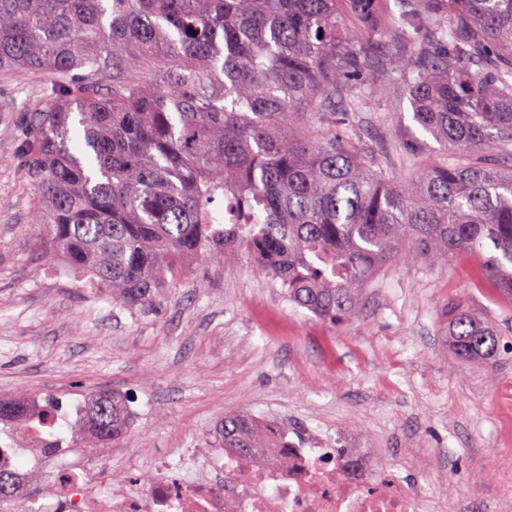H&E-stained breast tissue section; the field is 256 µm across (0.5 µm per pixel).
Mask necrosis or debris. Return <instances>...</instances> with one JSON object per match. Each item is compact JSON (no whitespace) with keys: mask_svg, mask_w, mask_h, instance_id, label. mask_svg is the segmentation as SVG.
Instances as JSON below:
<instances>
[{"mask_svg":"<svg viewBox=\"0 0 512 512\" xmlns=\"http://www.w3.org/2000/svg\"><path fill=\"white\" fill-rule=\"evenodd\" d=\"M22 445L0 448V467L19 485L15 512H447L432 491L437 470L426 449H407L412 468L373 473L358 436L290 437L269 426L271 445L242 458L226 448L178 449L179 465L155 460L150 480L138 470L114 476L79 448H53L40 420L19 429ZM51 484L33 498L34 474Z\"/></svg>","mask_w":512,"mask_h":512,"instance_id":"1","label":"necrosis or debris"}]
</instances>
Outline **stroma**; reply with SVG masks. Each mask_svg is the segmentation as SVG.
I'll return each mask as SVG.
<instances>
[{
    "mask_svg": "<svg viewBox=\"0 0 512 512\" xmlns=\"http://www.w3.org/2000/svg\"><path fill=\"white\" fill-rule=\"evenodd\" d=\"M356 122L374 160L395 176L408 137L426 158L444 153L412 120L388 75ZM51 73L0 78V399L83 404L96 389L124 392L132 427L118 444L90 449L113 473L150 470L178 448H217L224 415L246 412L296 430L348 427L379 448L372 467L403 463L407 441L435 451L449 471L445 498L483 512L496 493L484 477L512 448V356L464 363L443 336L450 298L512 330V308L478 286L470 259L445 268L394 263L366 287L357 317L331 324L289 302L245 250L191 262L147 307L113 303L38 245L33 195L18 153L34 137L28 111Z\"/></svg>",
    "mask_w": 512,
    "mask_h": 512,
    "instance_id": "obj_1",
    "label": "stroma"
}]
</instances>
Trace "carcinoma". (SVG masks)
<instances>
[{"label":"carcinoma","instance_id":"carcinoma-1","mask_svg":"<svg viewBox=\"0 0 512 512\" xmlns=\"http://www.w3.org/2000/svg\"><path fill=\"white\" fill-rule=\"evenodd\" d=\"M398 2L391 35L370 0H0V76L55 77L20 154L41 247L127 306L235 248L331 323L389 264L458 254L512 306V168L482 158L512 150V0ZM380 70L448 159L398 179L368 156L352 112ZM444 336L466 362L512 353L465 294ZM33 414L0 401L1 424ZM131 424L128 397L98 390L51 435L102 448ZM217 434L241 455L268 443L245 413Z\"/></svg>","mask_w":512,"mask_h":512}]
</instances>
